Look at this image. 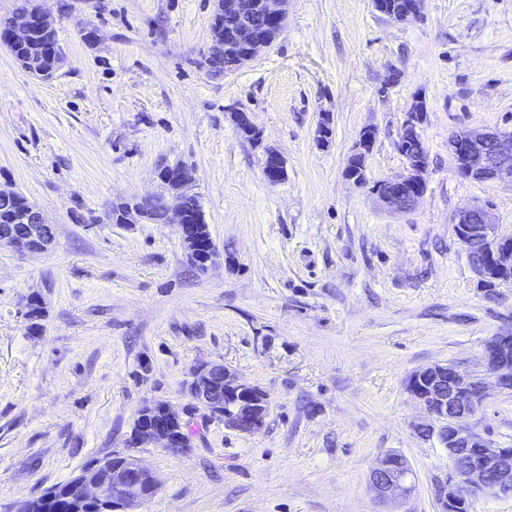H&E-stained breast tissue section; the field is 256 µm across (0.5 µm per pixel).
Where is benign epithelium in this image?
<instances>
[{
  "label": "benign epithelium",
  "instance_id": "obj_1",
  "mask_svg": "<svg viewBox=\"0 0 512 512\" xmlns=\"http://www.w3.org/2000/svg\"><path fill=\"white\" fill-rule=\"evenodd\" d=\"M422 0H401L395 20L412 21L420 17ZM224 11L235 16L237 23L231 41L239 49L229 71L235 72L271 47L275 35L286 22L288 0H223ZM52 25L49 16L37 9L15 15L8 34H0V43L8 46L32 39ZM420 115L410 108L397 139L402 144L419 128ZM448 148L457 162L459 174L474 181H512V133L463 129L453 134ZM426 159L417 166L407 165L405 173L388 178L376 190L378 201L385 207L404 210L424 196L417 186H427ZM264 174L271 184L280 182L286 167L283 157L267 153ZM149 202L161 201L167 210V223L175 226L188 252L199 249L197 236L191 233L189 213L182 200L164 192L146 196ZM454 231L466 251L481 249L485 265L492 269H512V237L498 231L493 216L482 207L456 211L452 218ZM54 242L53 227L46 222L35 204H30L22 224L0 226V248L19 253L48 251ZM512 347V334L495 336L485 346L483 360L486 374L479 377L461 371L452 364H433L413 372L408 392L418 401L425 419L417 434L435 442L448 452L453 468L448 473L442 494L443 512H456L459 507H473L480 497L512 498V448H503L473 430L468 421L482 409L489 392L496 389L512 393V374L502 365ZM186 389L196 405L210 415L224 420V426L252 433L260 429L269 412V395L261 388L241 381L224 364L203 362L190 371ZM186 419L168 403L159 413L149 414L130 434L128 448L190 447L183 437ZM115 463L107 476L100 471L107 466L102 460L79 471L62 483L64 498L87 512H138L158 490L152 472L130 453L112 454ZM413 472L406 458L397 452L381 455L370 469L369 481L377 496L393 501L407 499L413 491ZM55 500L49 493L26 500L19 512H48Z\"/></svg>",
  "mask_w": 512,
  "mask_h": 512
}]
</instances>
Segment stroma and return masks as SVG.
<instances>
[{"label": "stroma", "mask_w": 512, "mask_h": 512, "mask_svg": "<svg viewBox=\"0 0 512 512\" xmlns=\"http://www.w3.org/2000/svg\"><path fill=\"white\" fill-rule=\"evenodd\" d=\"M42 5L63 51L53 78L0 45V186L55 230L48 252L0 249V512L123 450L154 400L193 435L185 453L137 449L159 484L142 512H439L451 462L416 434L407 384L435 363L482 370L486 343L512 333V282L481 287L450 222L478 205L512 235V182L461 178L448 149L463 129L512 133V0H422L405 23L372 0H288L276 43L220 76L202 64L215 0ZM418 99L427 191L393 213L373 187L404 172L396 142ZM368 128L357 185L344 170ZM271 150L286 163L275 185ZM164 164L193 172L220 253L207 271L173 225L109 218L159 191ZM202 361L267 392L259 430L193 406L183 383ZM470 425L512 448V394L492 392ZM388 451L414 473L399 505L369 484Z\"/></svg>", "instance_id": "obj_1"}]
</instances>
